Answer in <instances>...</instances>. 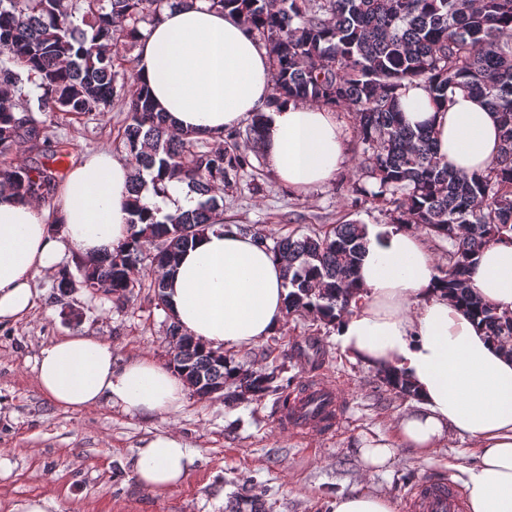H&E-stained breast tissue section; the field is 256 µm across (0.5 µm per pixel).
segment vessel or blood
I'll use <instances>...</instances> for the list:
<instances>
[{"label":"vessel or blood","instance_id":"1","mask_svg":"<svg viewBox=\"0 0 512 512\" xmlns=\"http://www.w3.org/2000/svg\"><path fill=\"white\" fill-rule=\"evenodd\" d=\"M346 401L338 388L316 379L304 382L301 402L279 414L280 429L301 435L308 431L327 436L339 429L346 418ZM407 512H465L456 488L443 478L433 477L413 487L405 500Z\"/></svg>","mask_w":512,"mask_h":512}]
</instances>
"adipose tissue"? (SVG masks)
<instances>
[{"instance_id": "obj_1", "label": "adipose tissue", "mask_w": 512, "mask_h": 512, "mask_svg": "<svg viewBox=\"0 0 512 512\" xmlns=\"http://www.w3.org/2000/svg\"><path fill=\"white\" fill-rule=\"evenodd\" d=\"M135 72L171 130L211 138L254 113L268 121L259 149L268 169L306 194L333 179L346 158L331 110L284 99L271 105L269 54L240 19L209 0H175L134 39ZM402 118L433 129L439 155L456 170L484 169L500 150L495 113L480 99L453 91L436 107L422 83L399 91ZM132 167L109 152L79 160L57 183L54 206L0 194V323L26 319L31 283L59 270L67 254L93 259L129 240ZM141 202L164 213L196 204L186 186L164 181ZM351 311L338 317L336 340L354 360L394 369L416 393L397 419L394 438L362 437L366 465L387 466L394 444L426 454L448 435L471 439L473 466L463 468L468 512H512V348L489 340L440 288L421 235L397 224L367 230ZM475 291L512 311V242L483 249L471 271ZM171 313L182 328L215 350L256 345L285 318L283 262L252 235L228 226L201 235L169 278ZM41 392L56 406L80 411L108 406L128 415L171 414L187 400L185 380L168 365L142 357L116 363L111 344L73 334L35 360ZM191 455L174 432L148 438L135 459L145 488L163 493L188 474Z\"/></svg>"}]
</instances>
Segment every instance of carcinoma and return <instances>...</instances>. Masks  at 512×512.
<instances>
[{
    "label": "carcinoma",
    "instance_id": "obj_1",
    "mask_svg": "<svg viewBox=\"0 0 512 512\" xmlns=\"http://www.w3.org/2000/svg\"><path fill=\"white\" fill-rule=\"evenodd\" d=\"M92 33L73 21L72 0H0V156L17 139L40 140L35 118H17L22 90L32 84L41 112L84 115L105 112L114 97L126 100L121 141L134 169L128 245L76 262L79 278L60 276L64 297L89 286L129 304L140 286L144 262L157 263L151 282L157 305L168 307L166 279L180 255L208 230L224 226V198L249 165L248 142L260 139L267 115L252 116L247 144L224 146L225 136L202 140L170 132L136 78L117 84L112 49L159 19L168 0H83ZM232 9L265 43L272 58V100L293 98L348 112L366 157L351 183L353 193L386 208L391 223L448 239V263L439 268L448 300L465 307L492 340H512V312H501L469 282L475 256L493 240H512V0H210ZM424 84L433 100L448 101L460 88L484 98L497 112L501 146L486 170L458 172L436 151L433 132L406 126L398 91L406 81ZM152 181L178 179L199 196L195 208L158 220L140 205L141 172ZM56 171L47 164L0 163V194L42 199L53 193ZM280 256L288 288L286 311H315L333 325L357 293L356 267L366 227L341 222L314 236L275 237L253 231ZM178 351L169 364L197 392L234 385L262 398L272 393L288 408L291 394L275 384V372L246 371L222 351L208 349L173 321ZM383 384L413 395L408 382L382 373Z\"/></svg>",
    "mask_w": 512,
    "mask_h": 512
}]
</instances>
